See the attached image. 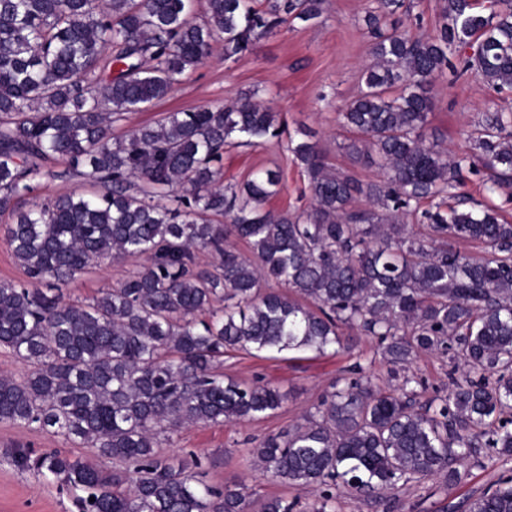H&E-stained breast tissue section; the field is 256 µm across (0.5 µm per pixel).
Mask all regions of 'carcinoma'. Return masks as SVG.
<instances>
[{
	"label": "carcinoma",
	"mask_w": 512,
	"mask_h": 512,
	"mask_svg": "<svg viewBox=\"0 0 512 512\" xmlns=\"http://www.w3.org/2000/svg\"><path fill=\"white\" fill-rule=\"evenodd\" d=\"M446 22L415 37L392 17L404 0H372L374 63L358 97L336 107L360 135L351 155L378 167L365 187L330 169L317 144L290 147L310 178L303 216L265 209L280 172L224 185V146L260 145L286 123L252 97L229 108L171 112L122 137L112 124L166 98L221 45L224 60L321 0H0V215L15 259L38 288L0 282V347L28 366L0 378V423L52 432L125 465L107 472L59 452L20 450L16 465L78 492L79 512H251L246 481L198 478V456L159 449L160 436L197 424L259 420L284 395L219 370L232 350L345 348L342 329L373 340L405 368L448 355V390L424 398L406 375L393 390L364 368L325 393L315 411L253 449L263 475L318 492L312 512L345 495L387 501L402 486L462 471L483 449L512 462V224L497 207L451 205L467 164L512 190V112H486L469 152L448 156L427 134L433 85L446 70L476 71L512 91V0H444ZM66 163L62 171L50 165ZM44 175L91 190L37 200ZM363 194L371 208L353 206ZM428 234L416 236L402 218ZM245 241V256L228 243ZM474 243L476 256L455 247ZM216 253L200 268L195 250ZM141 259L111 289L69 302L60 285L104 259ZM273 281L281 288H262ZM46 288H41V285ZM95 501H90V498ZM265 498L260 512H295ZM467 512H512V476Z\"/></svg>",
	"instance_id": "cac0c4a2"
}]
</instances>
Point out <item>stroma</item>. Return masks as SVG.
<instances>
[{"mask_svg":"<svg viewBox=\"0 0 512 512\" xmlns=\"http://www.w3.org/2000/svg\"><path fill=\"white\" fill-rule=\"evenodd\" d=\"M368 4L369 0H324L318 19L282 25L234 61L225 60L222 48H214L201 64L180 77L166 99L116 123L115 133L157 121L169 112L230 106L251 95L286 120L293 142L316 143L326 163L337 172L363 185L379 180L377 167L350 156L347 145L355 134L336 119L337 107L349 103L363 88V75L372 60V37L363 21ZM442 6V0H405L397 19L412 35H430L442 23ZM433 95L429 128L456 155L466 150V132L484 112L494 108L512 111V92H495L470 72L461 76L445 72L437 79ZM222 164L228 184L241 183L261 168L280 170L279 191L267 200L266 209L294 215L311 205L309 176L285 143L272 140L257 147L232 143L224 148ZM135 265L132 259L103 260L92 272L76 275L67 284V297L74 302L92 299L99 291L115 287ZM348 344L344 352L323 356L296 351L229 353L224 358L225 376L259 379L277 387L285 396L282 406L261 421L181 428L162 440L163 452L180 458L196 453L210 484L241 478L252 487L255 501L278 494L298 500L302 512H308L313 494L263 476L251 450L256 441L300 423L330 384L354 365L370 368L380 387L389 386L387 367L375 360L370 340L353 335ZM22 449L37 454L58 449L105 469L112 466L111 461L98 459L94 449L63 437L0 424V512H76L73 492L15 465L13 456ZM468 470L467 480L458 486L440 477L409 483L396 494L401 503L396 512H464L466 498L480 495L505 468L486 451L479 461L469 462Z\"/></svg>","mask_w":512,"mask_h":512,"instance_id":"stroma-1","label":"stroma"}]
</instances>
